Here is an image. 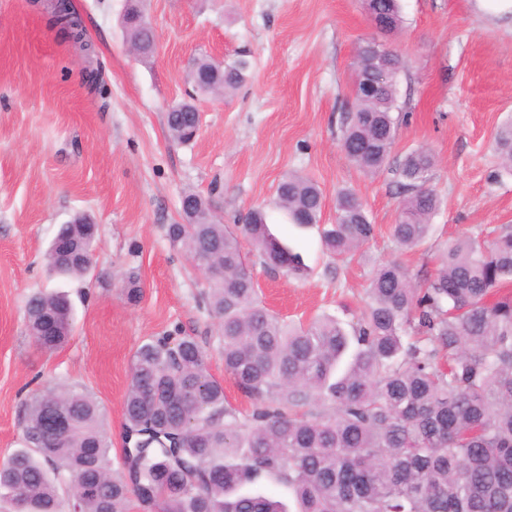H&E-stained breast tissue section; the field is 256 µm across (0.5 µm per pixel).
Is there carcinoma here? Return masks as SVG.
<instances>
[{
    "label": "carcinoma",
    "mask_w": 512,
    "mask_h": 512,
    "mask_svg": "<svg viewBox=\"0 0 512 512\" xmlns=\"http://www.w3.org/2000/svg\"><path fill=\"white\" fill-rule=\"evenodd\" d=\"M390 31L402 25L399 0H368ZM55 22L78 44L82 19L68 4L53 6ZM389 75L375 93L354 77L355 106L345 117L347 158L367 174L389 166L400 56L387 55ZM249 62L222 66L206 56L190 64L194 89L236 91ZM166 114L176 143L194 136L195 110ZM512 170V124L494 139ZM433 156L408 152L396 165L404 198L391 227L395 242L424 244L438 209L430 185ZM321 187L290 173L276 187V205L299 226L319 222ZM58 233L72 239L69 259L46 253L50 272L88 274L96 224L76 215ZM170 242L189 260L202 258L224 276L206 281L205 297L224 348V372L254 400L242 414L226 405L224 386L206 369L190 336H161L139 346L122 407L127 475L112 474V443L95 397L61 387L35 394L23 420L24 446L0 462L5 512H127L136 498L148 512H290L269 484L295 500V512H512V225L491 238L465 235L441 251L436 272L414 280L397 262L380 265L368 302L350 328L331 315L290 323L260 300L241 251L248 240L263 266L300 278V253L268 230L261 208L234 229L214 221L181 229ZM375 236L361 198L342 190L336 223L321 242L331 255L353 256ZM128 302L143 287L123 279ZM27 327L38 341L47 319L59 327L54 347L73 330L64 294L39 293L27 303ZM66 426L47 430L51 414Z\"/></svg>",
    "instance_id": "carcinoma-1"
}]
</instances>
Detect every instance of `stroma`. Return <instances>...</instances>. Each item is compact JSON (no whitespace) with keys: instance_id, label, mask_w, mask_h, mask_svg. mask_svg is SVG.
<instances>
[{"instance_id":"stroma-1","label":"stroma","mask_w":512,"mask_h":512,"mask_svg":"<svg viewBox=\"0 0 512 512\" xmlns=\"http://www.w3.org/2000/svg\"><path fill=\"white\" fill-rule=\"evenodd\" d=\"M71 2L91 56L51 27L39 0H0V460L21 445L32 393L66 384L97 398L112 470L122 473L132 356L170 333L194 337L227 401L251 409L224 372L203 277L166 235L183 220L185 193L211 199L229 227L251 208L266 209L271 232L302 255L307 275L266 271L250 244L242 251L265 305L295 321L323 312L357 321L379 264L400 262L422 279L446 242L512 225V173L493 148L512 121V24L478 0H400L403 26L390 35L372 27L363 0H144L156 36L149 59L128 50L126 0ZM364 38L406 61L396 79L391 164L420 148L435 158L440 208L430 238L413 250L391 236L403 199L398 176H367L340 148ZM203 54L247 55V82L224 97L196 94L186 73ZM90 67L102 72L108 101L87 93ZM189 100L200 112L199 134L171 142L164 116ZM291 172L323 189L319 224L296 226L275 208V188ZM343 187L362 198L376 232L363 254L342 259L324 251L321 227L335 223ZM81 212L97 225L95 268L80 280L50 276L45 251ZM131 270L144 287L136 305L121 288ZM39 291L68 292L74 306L73 332L53 351L37 348L26 327L27 301Z\"/></svg>"}]
</instances>
